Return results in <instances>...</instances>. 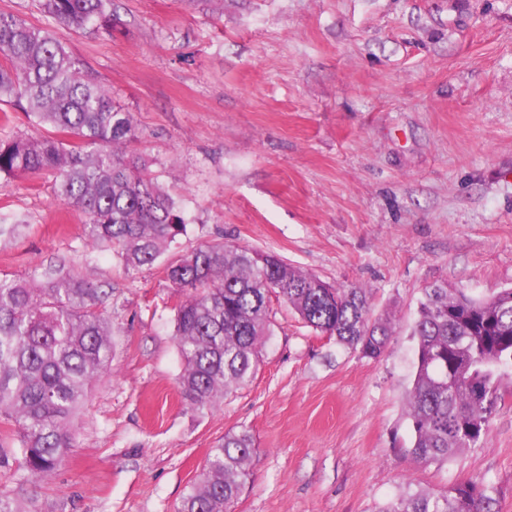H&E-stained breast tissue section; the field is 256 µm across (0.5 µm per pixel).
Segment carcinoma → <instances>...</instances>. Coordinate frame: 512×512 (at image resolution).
<instances>
[{
  "instance_id": "cac0c4a2",
  "label": "carcinoma",
  "mask_w": 512,
  "mask_h": 512,
  "mask_svg": "<svg viewBox=\"0 0 512 512\" xmlns=\"http://www.w3.org/2000/svg\"><path fill=\"white\" fill-rule=\"evenodd\" d=\"M113 0H42L48 26L0 10V103L55 135L0 138V176L56 178L85 218L90 243L116 252L129 272L154 265L186 234L179 204L132 151V113L117 105L57 29L112 33ZM176 297L174 341L182 360V403L211 410L254 377L272 324L271 297L336 342L376 359L393 333L371 318L366 293L333 288L275 253L206 242L166 268ZM417 358L407 416L408 453L447 462L489 431L502 374L512 366V288L488 299L424 289L412 325ZM112 326L100 289L56 266L26 279L0 278V512H39L20 497L55 470L73 446V418L108 372ZM247 430L210 449L178 512H234L250 480ZM378 512H498L483 479L441 493L404 492Z\"/></svg>"
}]
</instances>
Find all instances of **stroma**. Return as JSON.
Wrapping results in <instances>:
<instances>
[{"mask_svg": "<svg viewBox=\"0 0 512 512\" xmlns=\"http://www.w3.org/2000/svg\"><path fill=\"white\" fill-rule=\"evenodd\" d=\"M112 35L60 30L132 112L134 148L187 232L128 274L89 244L53 176L0 178V277L61 262L104 289L112 365L36 488L43 512H176L210 448L255 441L235 512H375L403 491L478 477L512 512V367L480 446L408 453L422 290L512 286V0H114ZM278 253L392 318L378 359L272 301L248 385L184 408L165 267L200 243Z\"/></svg>", "mask_w": 512, "mask_h": 512, "instance_id": "stroma-1", "label": "stroma"}]
</instances>
